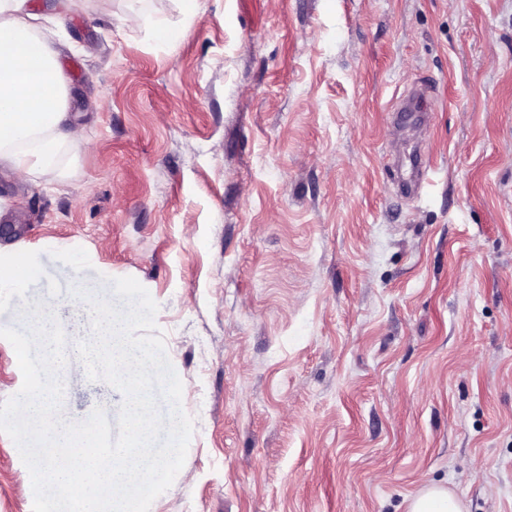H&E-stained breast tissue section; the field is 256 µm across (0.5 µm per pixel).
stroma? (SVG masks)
Here are the masks:
<instances>
[{
    "label": "stroma",
    "mask_w": 512,
    "mask_h": 512,
    "mask_svg": "<svg viewBox=\"0 0 512 512\" xmlns=\"http://www.w3.org/2000/svg\"><path fill=\"white\" fill-rule=\"evenodd\" d=\"M111 10L74 0L55 38L81 139L0 172V246L39 252L25 299L60 305L63 416L118 419L70 290L129 276L194 421L150 512H407L426 478L512 512V0ZM422 82L426 126L396 127ZM416 148L433 180L405 197ZM22 300L0 327L28 329ZM33 500L0 434V512ZM124 24L131 29H140L148 27L152 38L159 43H169L174 40L178 34L166 24L161 22H149L143 15L132 12L124 18Z\"/></svg>",
    "instance_id": "1"
}]
</instances>
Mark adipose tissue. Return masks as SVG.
<instances>
[{
  "instance_id": "obj_1",
  "label": "adipose tissue",
  "mask_w": 512,
  "mask_h": 512,
  "mask_svg": "<svg viewBox=\"0 0 512 512\" xmlns=\"http://www.w3.org/2000/svg\"><path fill=\"white\" fill-rule=\"evenodd\" d=\"M36 18L30 0H0V171L30 178L78 137L58 53Z\"/></svg>"
}]
</instances>
